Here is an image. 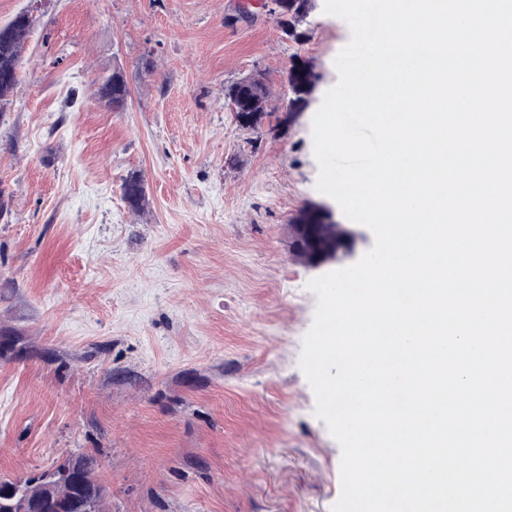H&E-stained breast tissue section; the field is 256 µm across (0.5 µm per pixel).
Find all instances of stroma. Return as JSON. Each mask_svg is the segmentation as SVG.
<instances>
[{
  "mask_svg": "<svg viewBox=\"0 0 512 512\" xmlns=\"http://www.w3.org/2000/svg\"><path fill=\"white\" fill-rule=\"evenodd\" d=\"M0 115V474L96 453L111 512H331L342 451L299 367L318 272L289 251L316 188L312 120L351 31L281 37L260 0H47ZM274 138L224 87L261 74ZM122 110L94 92L113 69ZM240 157L237 168L226 164ZM141 175L143 211L121 183ZM301 62V65H298ZM318 82V75L313 67L299 57L292 60L288 72V87L291 97L288 100V113H301L313 98Z\"/></svg>",
  "mask_w": 512,
  "mask_h": 512,
  "instance_id": "35a3bbf8",
  "label": "stroma"
}]
</instances>
